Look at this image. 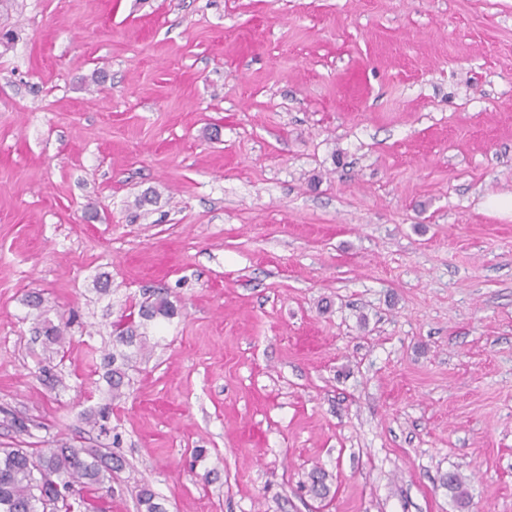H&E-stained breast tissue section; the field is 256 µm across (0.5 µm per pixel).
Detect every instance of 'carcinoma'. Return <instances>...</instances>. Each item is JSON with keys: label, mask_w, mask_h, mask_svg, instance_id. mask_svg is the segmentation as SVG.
Returning a JSON list of instances; mask_svg holds the SVG:
<instances>
[{"label": "carcinoma", "mask_w": 512, "mask_h": 512, "mask_svg": "<svg viewBox=\"0 0 512 512\" xmlns=\"http://www.w3.org/2000/svg\"><path fill=\"white\" fill-rule=\"evenodd\" d=\"M41 305L38 296L28 300V306L37 310L35 333L44 337L47 349L63 346L72 319L62 316L55 324L43 317ZM138 315L145 321L171 319L175 308L166 292L155 291L140 305ZM138 330L139 324L129 315L111 323L112 352L104 356V363L108 367V392L114 398L121 396L123 387L129 385L126 369L132 355L125 348L134 344ZM87 420L98 435L112 439L114 444L119 442V434L110 426L109 407L100 408ZM125 466V459L114 452L70 444L59 448H0V512H111L112 489L105 483ZM327 480L324 470H312L308 474V492L315 498L327 497ZM442 485L460 505L466 504L469 492L459 474H446ZM139 504L145 512H166L147 486L140 490Z\"/></svg>", "instance_id": "1"}]
</instances>
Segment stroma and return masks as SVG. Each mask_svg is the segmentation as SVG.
<instances>
[{"label": "stroma", "mask_w": 512, "mask_h": 512, "mask_svg": "<svg viewBox=\"0 0 512 512\" xmlns=\"http://www.w3.org/2000/svg\"><path fill=\"white\" fill-rule=\"evenodd\" d=\"M1 30L0 407L31 425L0 444H94L107 403L112 512H512V0H0ZM156 288L111 398L109 324ZM32 295L76 315L58 354ZM151 297V298H150ZM176 314L168 294L164 291H155L145 302L140 305L138 315L145 321H151L157 317L171 319ZM88 422L91 424L92 429L98 431V435L104 436L105 438L112 437V447L114 444H118L119 442V434L113 433L114 428L110 426V411L109 407L105 406L100 408L96 413H91L89 417L86 418Z\"/></svg>", "instance_id": "35a3bbf8"}]
</instances>
